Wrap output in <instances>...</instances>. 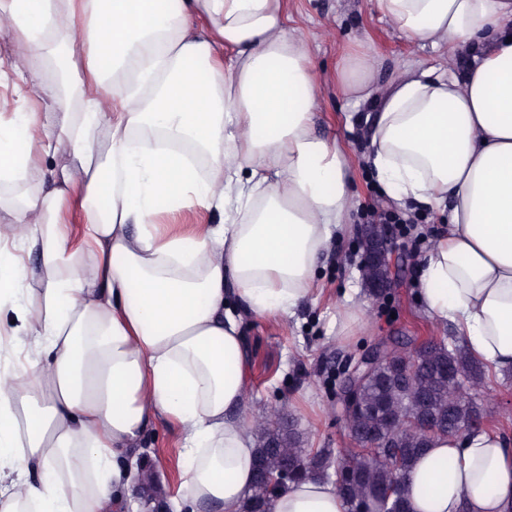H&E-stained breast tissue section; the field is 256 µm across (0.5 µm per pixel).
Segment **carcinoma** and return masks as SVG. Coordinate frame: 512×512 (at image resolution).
Returning <instances> with one entry per match:
<instances>
[{"label": "carcinoma", "instance_id": "carcinoma-1", "mask_svg": "<svg viewBox=\"0 0 512 512\" xmlns=\"http://www.w3.org/2000/svg\"><path fill=\"white\" fill-rule=\"evenodd\" d=\"M385 359L358 391L347 412L354 447L341 456L330 448L301 447L294 422L263 428L252 487L244 512H269L275 492L303 477L334 480L348 512L408 508L405 480L415 461L440 435L459 436L469 423L490 413L481 398L484 371L463 349L443 339L415 348L409 342H384ZM395 487L388 502L377 495Z\"/></svg>", "mask_w": 512, "mask_h": 512}]
</instances>
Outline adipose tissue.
I'll use <instances>...</instances> for the list:
<instances>
[{
    "mask_svg": "<svg viewBox=\"0 0 512 512\" xmlns=\"http://www.w3.org/2000/svg\"><path fill=\"white\" fill-rule=\"evenodd\" d=\"M400 33L466 47L463 76L408 63L385 90L377 63L350 62L342 93L376 111L366 166L399 204L447 207L423 257L419 297L469 354L512 369V0H372ZM28 48L0 100V182L69 146L48 187L7 204L0 225V512H116L145 429L176 423L185 480L175 508L242 512L256 441L240 414L244 316L294 314L315 267L350 230L347 147L319 137L308 46L286 0H0ZM87 14L77 26L78 14ZM79 38L86 112L44 68ZM136 63L133 78L103 80ZM83 192L84 245L61 212ZM222 216L158 234L159 215ZM41 255L29 270L17 249ZM406 483L410 512H512V439L490 429L436 438ZM334 483L281 489L271 512H347Z\"/></svg>",
    "mask_w": 512,
    "mask_h": 512,
    "instance_id": "ef3b65f1",
    "label": "adipose tissue"
}]
</instances>
